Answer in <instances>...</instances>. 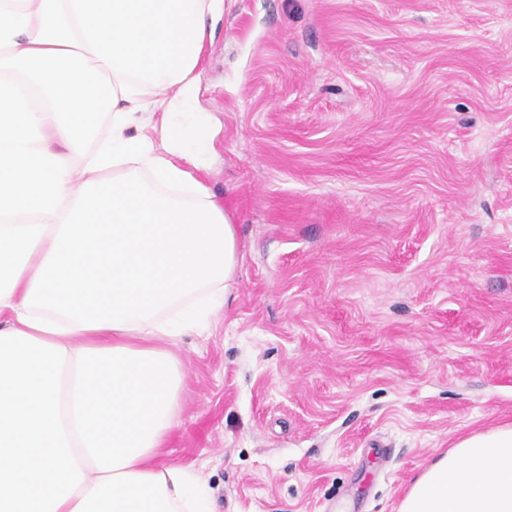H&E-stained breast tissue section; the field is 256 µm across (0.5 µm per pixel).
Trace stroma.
Wrapping results in <instances>:
<instances>
[{
    "mask_svg": "<svg viewBox=\"0 0 512 512\" xmlns=\"http://www.w3.org/2000/svg\"><path fill=\"white\" fill-rule=\"evenodd\" d=\"M201 70L242 261L159 458L218 512H396L512 423V0H224Z\"/></svg>",
    "mask_w": 512,
    "mask_h": 512,
    "instance_id": "stroma-1",
    "label": "stroma"
}]
</instances>
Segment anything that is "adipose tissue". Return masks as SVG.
Listing matches in <instances>:
<instances>
[{
    "instance_id": "obj_1",
    "label": "adipose tissue",
    "mask_w": 512,
    "mask_h": 512,
    "mask_svg": "<svg viewBox=\"0 0 512 512\" xmlns=\"http://www.w3.org/2000/svg\"><path fill=\"white\" fill-rule=\"evenodd\" d=\"M220 2L0 0V512H215L155 455L171 346L239 263L193 174L216 135L192 90ZM156 112L158 137L132 134ZM397 512H512V423L458 438Z\"/></svg>"
}]
</instances>
